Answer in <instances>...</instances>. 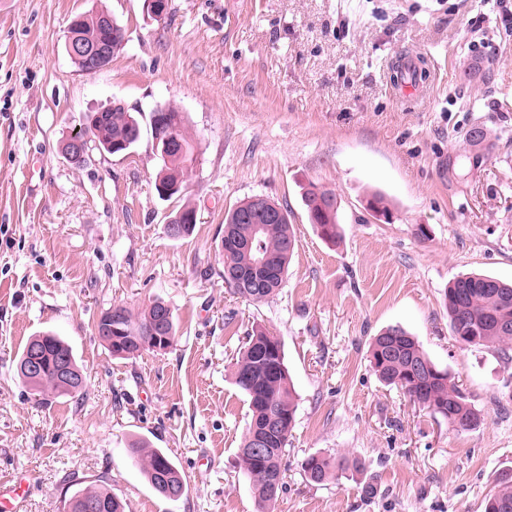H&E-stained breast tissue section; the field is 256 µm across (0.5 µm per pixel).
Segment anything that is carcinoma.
<instances>
[{
  "mask_svg": "<svg viewBox=\"0 0 512 512\" xmlns=\"http://www.w3.org/2000/svg\"><path fill=\"white\" fill-rule=\"evenodd\" d=\"M103 11H88L78 15L73 35L95 36L99 41H112L116 27L101 28ZM168 132L174 147L161 154L162 165L155 181L161 187L172 189L169 197L179 196L196 164L197 146L189 132L184 113L174 107H166L150 116L149 132ZM143 133L138 119L122 106L110 107L101 113L97 125L78 132L89 137L103 149L123 153L137 143ZM309 222L314 224L321 237L334 240L338 234L339 216L333 192L314 185L303 196ZM181 214L165 225V233L173 239L192 234L189 214L195 208L185 203ZM283 217L277 221L266 219V210L258 207L250 197L237 203L224 213V235L217 245L219 271L224 283L233 294L253 303H262L282 288L288 264L296 248V237L288 208L282 206ZM267 253L271 260L268 269L253 272L251 242ZM445 306L451 331L455 339L469 347H494L503 352L512 348V332L500 333L493 327L499 318L512 321V282L496 277L468 273L448 284L444 294ZM165 315L163 334L176 339L173 311L162 301H155L145 309L135 312L124 305H114L103 311L97 322V334L104 347L114 358L129 359L135 352L153 350L159 314ZM33 348L40 350L41 371L32 374L27 369V357ZM369 362L379 379L394 385L414 401L430 409L435 415L448 421L453 429L466 432L481 423V414L472 404L447 370L436 365L422 348L416 337L404 328L394 326L375 336L369 347ZM67 364L70 380L59 374L61 364ZM418 363L427 368L425 375H412L410 365ZM17 375L32 391L35 401L45 403L51 394H70L76 388H84L86 377L78 366L70 345L60 336L43 334L31 337L24 346L16 365ZM232 380L246 397L250 421L247 424L241 446L239 462L242 473L252 485L257 512H269L278 494L270 490L272 472L285 474L283 457L295 425L297 403L295 389L285 362L283 343L267 329L257 326L245 336V341L232 365ZM278 413L282 418V430L271 444L275 453L268 459H258L247 452L253 447V437L267 415ZM151 486L165 498L170 492L187 486L186 480L174 462L161 450L134 445L129 449ZM360 473L369 463L362 459L349 461L321 454H311L302 463L306 479L322 484L339 480L348 468ZM92 502L96 512H125L123 502L107 487L81 489L65 501L67 512H81L79 505ZM485 512H512V479L499 482L486 498Z\"/></svg>",
  "mask_w": 512,
  "mask_h": 512,
  "instance_id": "carcinoma-1",
  "label": "carcinoma"
}]
</instances>
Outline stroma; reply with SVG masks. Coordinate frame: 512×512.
<instances>
[{"label": "stroma", "instance_id": "1", "mask_svg": "<svg viewBox=\"0 0 512 512\" xmlns=\"http://www.w3.org/2000/svg\"><path fill=\"white\" fill-rule=\"evenodd\" d=\"M108 11L125 45L86 74L71 20ZM512 0H0V486L27 482L22 512H63L65 493L109 486L126 512H256L238 466L248 403L231 361L252 324L284 345L297 394L286 487L271 512H484L512 476V357L451 332L449 281H512ZM423 53L428 95L396 96L394 68ZM114 104L148 125L184 113L199 163L183 197L158 196L150 134L83 165L62 152L89 112ZM337 200L322 239L302 195ZM382 194L390 211L368 207ZM262 196L287 205L297 246L279 293L254 305L219 275L224 212ZM193 233L166 236L182 202ZM163 300L169 350L116 359L102 311ZM400 326L482 414L458 432L369 365ZM51 331L87 377L38 405L16 375L27 339ZM164 450L187 479L159 495L128 454ZM313 453L365 459L364 474L309 483ZM373 495H364V484Z\"/></svg>", "mask_w": 512, "mask_h": 512}]
</instances>
